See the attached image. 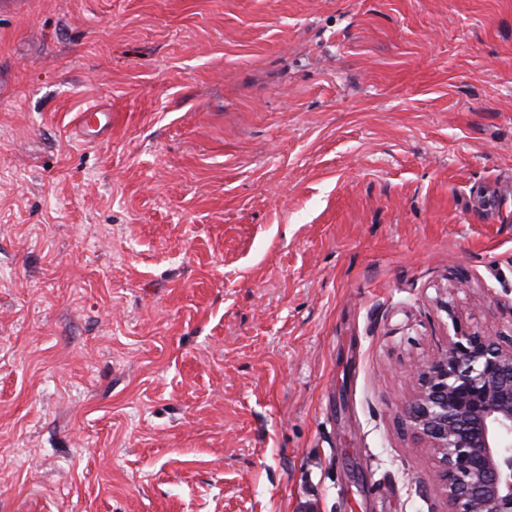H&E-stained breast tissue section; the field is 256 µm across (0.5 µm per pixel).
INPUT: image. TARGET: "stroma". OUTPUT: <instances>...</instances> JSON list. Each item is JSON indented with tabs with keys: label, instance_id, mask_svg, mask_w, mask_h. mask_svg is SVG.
Returning a JSON list of instances; mask_svg holds the SVG:
<instances>
[{
	"label": "stroma",
	"instance_id": "35a3bbf8",
	"mask_svg": "<svg viewBox=\"0 0 512 512\" xmlns=\"http://www.w3.org/2000/svg\"><path fill=\"white\" fill-rule=\"evenodd\" d=\"M20 3L0 512H445L406 410L512 341V0ZM112 125V111L104 107H95L81 112L78 118V130L81 138L92 143Z\"/></svg>",
	"mask_w": 512,
	"mask_h": 512
}]
</instances>
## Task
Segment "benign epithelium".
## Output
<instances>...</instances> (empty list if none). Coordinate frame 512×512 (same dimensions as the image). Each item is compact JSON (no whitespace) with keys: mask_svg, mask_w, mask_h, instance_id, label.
<instances>
[{"mask_svg":"<svg viewBox=\"0 0 512 512\" xmlns=\"http://www.w3.org/2000/svg\"><path fill=\"white\" fill-rule=\"evenodd\" d=\"M415 376L408 421L436 458L448 512H512V345L461 329Z\"/></svg>","mask_w":512,"mask_h":512,"instance_id":"benign-epithelium-1","label":"benign epithelium"}]
</instances>
